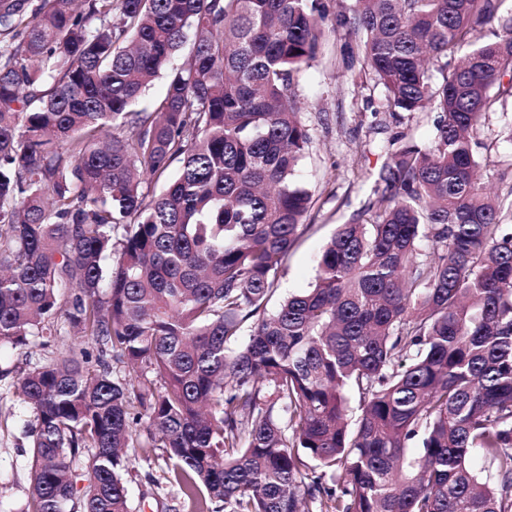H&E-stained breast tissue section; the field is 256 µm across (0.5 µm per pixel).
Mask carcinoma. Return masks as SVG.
<instances>
[{
  "label": "carcinoma",
  "mask_w": 512,
  "mask_h": 512,
  "mask_svg": "<svg viewBox=\"0 0 512 512\" xmlns=\"http://www.w3.org/2000/svg\"><path fill=\"white\" fill-rule=\"evenodd\" d=\"M331 2L0 0V347L98 351L18 380L33 512H134L156 453L196 512H512V185L484 192L474 149L512 99V13ZM324 25L436 133L391 139L269 313L311 207L292 88Z\"/></svg>",
  "instance_id": "cac0c4a2"
}]
</instances>
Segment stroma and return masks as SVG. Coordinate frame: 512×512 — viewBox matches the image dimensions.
Segmentation results:
<instances>
[{
    "label": "stroma",
    "instance_id": "stroma-1",
    "mask_svg": "<svg viewBox=\"0 0 512 512\" xmlns=\"http://www.w3.org/2000/svg\"><path fill=\"white\" fill-rule=\"evenodd\" d=\"M342 39L324 28L322 50L296 78L293 95L300 107L310 143L296 179L313 198L306 230L289 252L276 284V298L308 288L314 280L322 248L337 224L368 201L370 172L384 161L383 148L394 133L405 132L409 143L428 146L434 136L436 112L403 114L393 119L385 110L386 89L370 77L351 79L342 73ZM512 119V100L490 113L476 152L491 188L512 182V143L497 139ZM0 379V512H27L30 474L27 426L34 413ZM136 512H190L163 458L143 465L129 484Z\"/></svg>",
    "mask_w": 512,
    "mask_h": 512
}]
</instances>
